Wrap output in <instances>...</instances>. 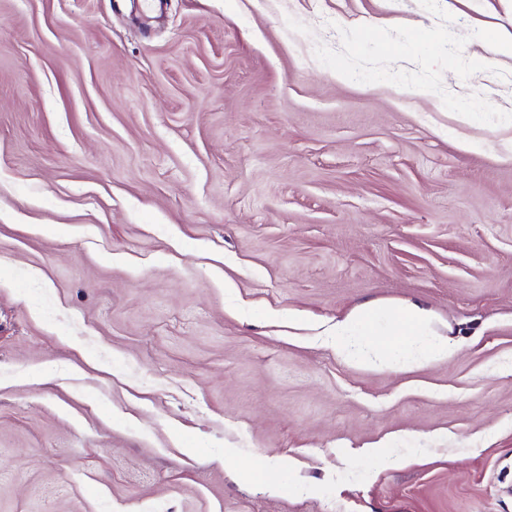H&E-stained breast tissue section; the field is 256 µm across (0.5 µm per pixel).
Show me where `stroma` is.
Here are the masks:
<instances>
[{"mask_svg": "<svg viewBox=\"0 0 512 512\" xmlns=\"http://www.w3.org/2000/svg\"><path fill=\"white\" fill-rule=\"evenodd\" d=\"M440 4L487 65L444 88L512 112V58L472 35L512 33V0ZM437 23L419 0H0V512H512V128L314 55ZM383 301L458 356L337 355L326 331ZM388 442L402 467L355 456ZM289 468V460H278L273 463L266 461L261 468L265 486L271 491H279L282 488V477Z\"/></svg>", "mask_w": 512, "mask_h": 512, "instance_id": "1", "label": "stroma"}]
</instances>
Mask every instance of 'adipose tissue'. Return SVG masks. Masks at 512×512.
Segmentation results:
<instances>
[{"instance_id":"ef3b65f1","label":"adipose tissue","mask_w":512,"mask_h":512,"mask_svg":"<svg viewBox=\"0 0 512 512\" xmlns=\"http://www.w3.org/2000/svg\"><path fill=\"white\" fill-rule=\"evenodd\" d=\"M339 355L378 371L450 362L461 350L450 332L416 304L371 303L338 321L330 333Z\"/></svg>"}]
</instances>
